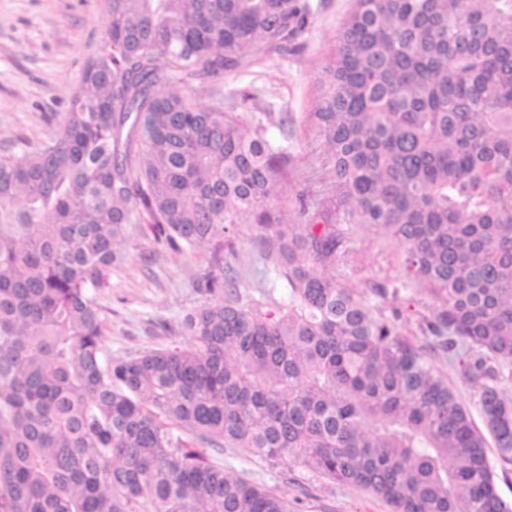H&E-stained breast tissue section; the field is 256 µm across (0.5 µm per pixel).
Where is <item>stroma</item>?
Returning a JSON list of instances; mask_svg holds the SVG:
<instances>
[{
	"mask_svg": "<svg viewBox=\"0 0 512 512\" xmlns=\"http://www.w3.org/2000/svg\"><path fill=\"white\" fill-rule=\"evenodd\" d=\"M312 3L315 13L310 28L294 53L285 57L273 53L256 60L248 72L228 71L208 79L199 102L211 103L217 94L228 104L244 92L259 95L273 111L288 118L285 129L271 128V135L284 131L296 147L305 146L311 139L305 116L315 103L321 62L351 7V0ZM107 9L108 0H0V156L21 155L54 136L85 62L104 47ZM346 246L359 258L353 282L401 279L398 250L385 238L353 225ZM224 265L240 291L256 295L278 284L275 271L259 258L249 233L239 235L233 251L225 253ZM207 266V256L172 251L149 226L134 230L98 292L106 352L118 357L171 344L162 327L178 325L203 303L193 279ZM428 305L427 297L407 292L388 299L385 308L398 310L401 332L414 344L427 347L429 340L419 319ZM427 357L470 411L475 425H482L475 388L442 351L429 350ZM212 457L288 498L292 512H391L386 502L364 490L327 485L308 473L250 458L238 448L213 452Z\"/></svg>",
	"mask_w": 512,
	"mask_h": 512,
	"instance_id": "obj_1",
	"label": "stroma"
}]
</instances>
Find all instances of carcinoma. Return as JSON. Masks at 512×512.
Returning <instances> with one entry per match:
<instances>
[{"label":"carcinoma","instance_id":"carcinoma-1","mask_svg":"<svg viewBox=\"0 0 512 512\" xmlns=\"http://www.w3.org/2000/svg\"><path fill=\"white\" fill-rule=\"evenodd\" d=\"M310 0H109L54 138L0 157V512H290L212 460L360 487L392 512H512V0H352L318 76L297 165L245 94L192 82L287 55ZM306 184L293 197L285 189ZM203 252L186 344L103 352L97 293L130 229ZM250 226L283 293L224 277ZM346 224L401 250L359 288ZM433 302L485 431L369 295ZM491 464L495 473V482L499 495L506 502H512V465L502 462L496 448H487Z\"/></svg>","mask_w":512,"mask_h":512}]
</instances>
